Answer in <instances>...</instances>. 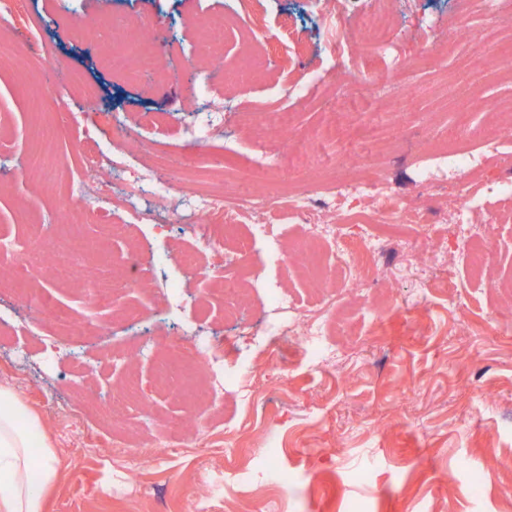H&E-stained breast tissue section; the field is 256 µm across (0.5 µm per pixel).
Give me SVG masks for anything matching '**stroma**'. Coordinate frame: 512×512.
Masks as SVG:
<instances>
[{
    "instance_id": "stroma-1",
    "label": "stroma",
    "mask_w": 512,
    "mask_h": 512,
    "mask_svg": "<svg viewBox=\"0 0 512 512\" xmlns=\"http://www.w3.org/2000/svg\"><path fill=\"white\" fill-rule=\"evenodd\" d=\"M316 0H28L30 17H0L5 50L16 62L0 67V231L22 239L27 253L42 251V225H53L55 249L84 254L76 279L31 267L0 280V383L11 384L38 415L55 445L58 478L46 512H512V220L493 225L489 260L472 275L456 242L448 267L428 259L408 264L399 246L411 225H380L389 242L369 288L341 294L336 304V362L319 363L314 343L289 339L295 355L281 363L277 347L252 343L234 354L229 369L253 384L254 400L238 386L208 410L199 427L178 424L183 401L162 391L159 366L184 345L224 333V307L210 303L212 281L182 267L178 254L195 249L180 186L158 206L143 191L128 213L99 220L72 200L80 173L73 142L80 127L63 126L62 113L110 141L117 129L136 130L159 156L196 153L177 138L188 126L208 124L209 148L199 154L206 172L232 176L267 155L282 158L268 186L318 190L317 171L341 172L350 147L363 152L404 203L452 204L451 183L426 186L420 171L436 148L477 127L499 134L512 125L505 111L477 112L473 100L512 99V76L488 75L465 60L475 35L491 53L512 55V22L458 14L460 0H394V30L411 41L401 67L379 61L369 76L370 96L347 94L350 77L328 58L334 33L315 12ZM223 14L224 59L210 64L201 52L208 15ZM457 25L447 53L427 49L423 15ZM147 21L160 48L159 79L151 85L116 74L103 30L115 18ZM413 94L400 96L401 84ZM284 112L287 127L259 140L258 114ZM501 162L481 168L488 187L475 221L500 206L498 188L512 184V137H503ZM139 148L122 162L91 174L120 196L143 172ZM278 256L255 243L244 265L247 290L262 306L268 287L284 283L287 308L269 312L284 329L296 312L316 305V279L289 262L315 254L322 271L336 267L334 249L310 241L296 219L277 217ZM169 250L152 268L150 292L129 290L97 308L87 293L98 279L126 276L133 247ZM180 282L181 294L167 289ZM39 296L84 324L72 343L48 314L27 299ZM155 333L170 344L134 357L135 337ZM135 382L122 415L102 398Z\"/></svg>"
}]
</instances>
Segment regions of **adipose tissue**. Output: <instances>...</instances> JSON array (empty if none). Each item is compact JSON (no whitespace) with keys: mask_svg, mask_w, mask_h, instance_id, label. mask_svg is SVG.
Instances as JSON below:
<instances>
[{"mask_svg":"<svg viewBox=\"0 0 512 512\" xmlns=\"http://www.w3.org/2000/svg\"><path fill=\"white\" fill-rule=\"evenodd\" d=\"M57 476V456L38 416L0 384V512H44Z\"/></svg>","mask_w":512,"mask_h":512,"instance_id":"obj_1","label":"adipose tissue"}]
</instances>
